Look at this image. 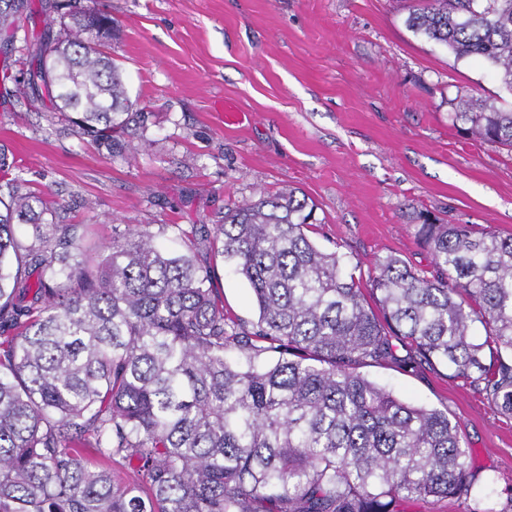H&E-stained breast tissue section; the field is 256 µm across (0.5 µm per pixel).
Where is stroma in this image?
<instances>
[{
    "label": "stroma",
    "instance_id": "stroma-1",
    "mask_svg": "<svg viewBox=\"0 0 512 512\" xmlns=\"http://www.w3.org/2000/svg\"><path fill=\"white\" fill-rule=\"evenodd\" d=\"M409 0H97L117 28L119 64L143 128L136 153L109 155L40 103L0 81V148L64 223L87 225L82 246L113 228L164 231L190 248L193 225L225 205L296 189L317 205L316 241L350 256L368 283L375 259L428 267L423 215L512 234V153L449 118L474 96L512 107V94L475 60L406 27ZM224 308L257 318L248 283L219 272ZM401 399L448 411L471 469L512 495V418L443 368L361 367Z\"/></svg>",
    "mask_w": 512,
    "mask_h": 512
}]
</instances>
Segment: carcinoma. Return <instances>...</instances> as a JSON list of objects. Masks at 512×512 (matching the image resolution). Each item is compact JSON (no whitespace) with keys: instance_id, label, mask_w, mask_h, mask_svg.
<instances>
[{"instance_id":"1","label":"carcinoma","mask_w":512,"mask_h":512,"mask_svg":"<svg viewBox=\"0 0 512 512\" xmlns=\"http://www.w3.org/2000/svg\"><path fill=\"white\" fill-rule=\"evenodd\" d=\"M2 3L11 43L32 6ZM41 12L59 30L29 47L25 98L122 149L144 114L104 51L112 17L95 0ZM405 24L512 92V0H414ZM451 117L512 151V111L466 97ZM24 183L0 177V512H512V496L474 507L489 479L448 411L358 372L438 363L511 417L512 235L426 216L429 269L378 258L367 298L293 189L225 206L188 253L127 224L92 265L86 225L58 223ZM219 261L251 285L256 321L224 311ZM404 512H461L456 502L450 500L414 501L403 505Z\"/></svg>"}]
</instances>
